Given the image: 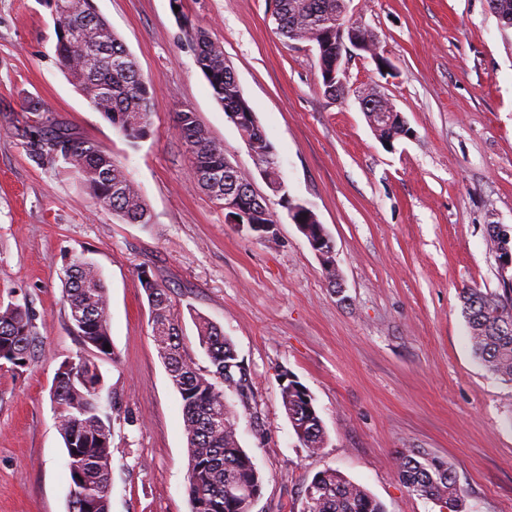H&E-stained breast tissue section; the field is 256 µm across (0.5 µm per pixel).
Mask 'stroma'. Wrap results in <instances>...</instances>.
I'll use <instances>...</instances> for the list:
<instances>
[{"mask_svg":"<svg viewBox=\"0 0 512 512\" xmlns=\"http://www.w3.org/2000/svg\"><path fill=\"white\" fill-rule=\"evenodd\" d=\"M152 84L156 133L130 148L55 63L43 0H0V300H26L38 339L26 366L0 365V512H67L69 474L51 387L81 345L64 303V268L84 257L110 295L114 357L111 512H190L182 401L151 336L138 279L166 286L186 354L209 361L193 315L245 363L253 395L234 393L241 447L262 476L251 512H303L324 469L364 486L385 512H440L397 475L399 452L448 462L464 512H512V383L475 358L459 294L497 291L489 225L512 227V31L487 0H353L392 66L351 58L350 91L323 93L317 52L276 32L271 0H181L224 48L274 147L273 192L183 38L171 0H94ZM374 89L410 129L386 148L358 97ZM125 165L150 228L97 208L60 165L37 160L28 100ZM224 146L278 217L275 244L233 224L191 173L174 130L182 106ZM313 208L334 243L340 287L291 220ZM291 374L314 398L327 442L313 454L282 406Z\"/></svg>","mask_w":512,"mask_h":512,"instance_id":"1","label":"stroma"}]
</instances>
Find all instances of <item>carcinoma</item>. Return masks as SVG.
<instances>
[{
    "label": "carcinoma",
    "mask_w": 512,
    "mask_h": 512,
    "mask_svg": "<svg viewBox=\"0 0 512 512\" xmlns=\"http://www.w3.org/2000/svg\"><path fill=\"white\" fill-rule=\"evenodd\" d=\"M55 25L58 68L89 105L99 112L131 148L155 135L150 82L140 72L133 55L101 16L93 0H45ZM502 29H512V0H489ZM345 0H272L271 17L278 33L294 42L316 46L321 83H326L336 61V38L352 39L341 26ZM79 28L83 40L71 37ZM185 40L215 98L228 119L250 144L261 175L271 189L286 192L274 148L244 98L223 47L206 30L184 26ZM175 129L191 155L197 183L219 208L224 198L248 206L249 231L262 238L270 235L272 211L249 188L247 176L232 168L224 146L200 124L194 112L175 113ZM28 143L40 158L62 163L89 191L95 205L112 212L125 224L154 223L149 204L125 168L112 154L81 136L68 124L48 119L32 126ZM292 219L304 225L302 233L321 243L320 259L332 287L336 269L327 265L326 249L332 240L314 211L302 204H288ZM509 229L498 224L489 230L493 253L507 258L512 252ZM140 278L151 310L152 337L170 380L180 394L188 447L187 493L191 512H248L241 505L249 486L261 489L262 478L252 458L241 448L236 416L224 406L225 389L235 388L243 406L251 389L247 373L223 331L202 316L195 317L199 346L210 366L202 369L183 349L178 317L168 289L141 272ZM65 300L71 326L83 347L104 357L112 343L109 330V295L99 267L76 258L65 270ZM462 313L470 331L475 356L495 376L512 383V284L499 283V291L478 288L462 291ZM36 340L35 315L28 303L0 305V360L14 366L29 361ZM72 375L54 377L57 428L62 438L69 471V512H110L112 485V416L101 405L105 388L94 360L77 357ZM284 411L304 447L313 454L323 448L326 433L312 396L298 381L282 378ZM397 473L407 489L437 501L448 512H461L462 490L452 467L425 454L401 453ZM305 512H385L383 505L363 486L336 469L318 472L306 487Z\"/></svg>",
    "instance_id": "1"
}]
</instances>
